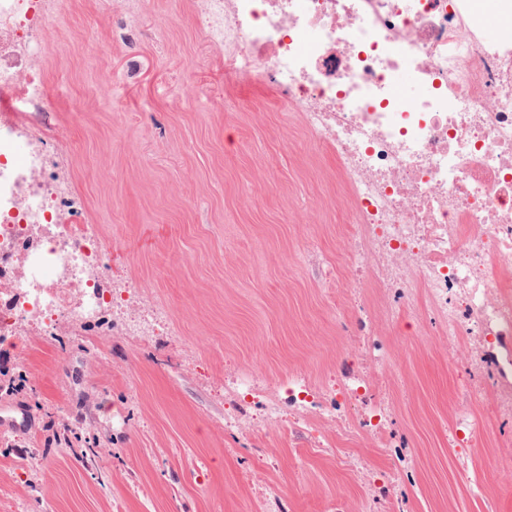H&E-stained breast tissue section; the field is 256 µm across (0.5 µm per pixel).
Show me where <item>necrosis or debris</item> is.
Instances as JSON below:
<instances>
[{
    "mask_svg": "<svg viewBox=\"0 0 512 512\" xmlns=\"http://www.w3.org/2000/svg\"><path fill=\"white\" fill-rule=\"evenodd\" d=\"M62 0H0V344L118 298L104 241L62 175L46 36ZM224 70L275 84L336 158L350 259L386 321L429 309L482 360L512 335V36L488 40L475 0H191ZM410 75L413 93L400 92Z\"/></svg>",
    "mask_w": 512,
    "mask_h": 512,
    "instance_id": "1",
    "label": "necrosis or debris"
}]
</instances>
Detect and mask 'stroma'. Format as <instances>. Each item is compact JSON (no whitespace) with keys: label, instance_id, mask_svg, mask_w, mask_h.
Masks as SVG:
<instances>
[{"label":"stroma","instance_id":"35a3bbf8","mask_svg":"<svg viewBox=\"0 0 512 512\" xmlns=\"http://www.w3.org/2000/svg\"><path fill=\"white\" fill-rule=\"evenodd\" d=\"M114 5L68 0L47 120L122 303L0 347V512H512V420L470 397L480 377L437 324L363 346L358 321L386 300L342 288L332 155L274 85L225 74L190 0H140L134 46ZM298 376L369 386L325 421L240 399ZM375 411L394 447L363 437Z\"/></svg>","mask_w":512,"mask_h":512}]
</instances>
